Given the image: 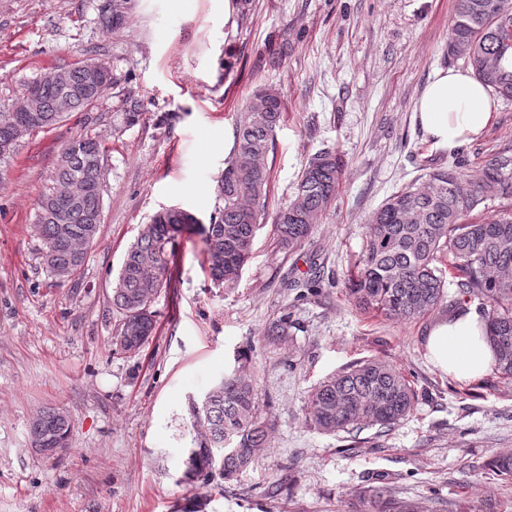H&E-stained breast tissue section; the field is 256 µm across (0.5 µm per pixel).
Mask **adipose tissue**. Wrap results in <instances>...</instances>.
Listing matches in <instances>:
<instances>
[{"label":"adipose tissue","instance_id":"adipose-tissue-1","mask_svg":"<svg viewBox=\"0 0 512 512\" xmlns=\"http://www.w3.org/2000/svg\"><path fill=\"white\" fill-rule=\"evenodd\" d=\"M492 115L487 87L472 72L449 68L434 71L414 119L435 147L451 152L480 136ZM425 347L437 368L461 381L484 376L496 363L486 320L471 307L434 323Z\"/></svg>","mask_w":512,"mask_h":512}]
</instances>
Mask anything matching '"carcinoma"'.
Instances as JSON below:
<instances>
[{"label": "carcinoma", "instance_id": "cac0c4a2", "mask_svg": "<svg viewBox=\"0 0 512 512\" xmlns=\"http://www.w3.org/2000/svg\"><path fill=\"white\" fill-rule=\"evenodd\" d=\"M448 56L464 60L474 76L500 98L512 101V0H458L448 38ZM96 60L86 59L50 72L37 87L33 111L0 112V163L20 141L17 128H51L72 113L95 104L102 93L88 87ZM284 109L274 89L259 86L250 95L236 126L232 156L217 180L223 206L207 224H187L176 212H158L129 248L112 288V307L122 315L115 335L136 343L120 351L138 353L155 328L150 305L164 286L168 258L179 237L203 235L213 283L237 282L254 252L261 201L269 184L268 153ZM102 142L80 133L62 148L52 184L37 202L36 230L43 261L55 275L74 276L97 239L103 209ZM342 162L324 151L305 166L288 205L276 216L274 233L288 250L302 245L336 197ZM493 188L504 201L496 214L479 221L473 212ZM452 281L464 301L478 300L487 335L496 350L494 370L512 380V157L497 156L475 175L455 166L436 168L393 193L371 215L357 270L348 275L354 305L405 321L423 318L445 299ZM417 393L394 365L371 357L320 381L309 395L306 421L317 430L352 434L388 429L408 416ZM194 425L192 476L207 482L214 473L231 480L258 463L267 444V427L258 412L253 380L240 369L208 391L204 405L191 403ZM29 425L34 447L47 457L69 447V417L55 408L40 411ZM512 479V454L487 463ZM374 512H415L386 486L359 492Z\"/></svg>", "mask_w": 512, "mask_h": 512}]
</instances>
